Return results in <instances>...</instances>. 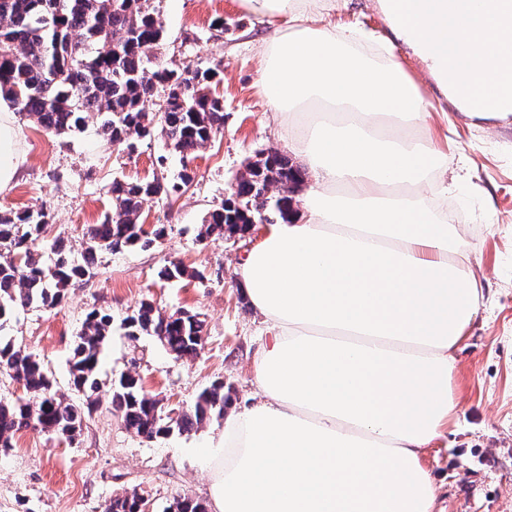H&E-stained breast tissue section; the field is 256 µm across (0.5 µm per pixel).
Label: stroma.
Segmentation results:
<instances>
[{"mask_svg": "<svg viewBox=\"0 0 512 512\" xmlns=\"http://www.w3.org/2000/svg\"><path fill=\"white\" fill-rule=\"evenodd\" d=\"M148 7L163 22L165 66L218 72L224 127L186 162L158 138L137 141L132 151L108 146L92 119L84 131L56 136L14 115L23 163L0 192V213L47 208L49 230L37 243L42 256H50L58 238L80 256L87 226L112 207L113 179L173 183L186 163L194 179L177 195L145 201L148 223L166 227L163 241L100 255L91 277L72 286L60 308L18 307L0 325V343L33 354L58 395L80 405L85 398L69 373L74 341L90 311L112 316L99 355L98 401L79 440L18 432L11 448L0 452V512H102L106 500L133 492L148 500L150 512H169L185 495L207 501L204 450L223 419L147 439L127 429L112 409L110 388L121 375L135 374L166 414L193 408L198 394L216 381L231 385L238 400L254 390L264 328L242 296L234 268L260 241L263 227L253 225L238 240L206 241L197 229L247 159L277 150L294 166L305 161L291 150L284 121L270 112L258 87L265 31L236 0H149ZM218 17L225 30L214 27ZM329 21L377 37L386 30L376 0H348ZM431 102L429 122L448 155V204L472 245L468 269L481 281L485 299L456 351L450 381L455 415L423 463L439 487L437 512H512V117L488 125L459 112L453 99L435 94ZM173 261L194 270V277L159 279V270ZM145 300L166 315H200L205 334L197 357L177 360L156 337L128 336L124 321Z\"/></svg>", "mask_w": 512, "mask_h": 512, "instance_id": "stroma-1", "label": "stroma"}]
</instances>
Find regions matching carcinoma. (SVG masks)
Listing matches in <instances>:
<instances>
[{"label": "carcinoma", "mask_w": 512, "mask_h": 512, "mask_svg": "<svg viewBox=\"0 0 512 512\" xmlns=\"http://www.w3.org/2000/svg\"><path fill=\"white\" fill-rule=\"evenodd\" d=\"M147 0H0V98L17 113L56 135L79 131L86 118L98 119L100 136L111 145H133L138 138L160 136L171 151L186 158L210 145L224 126L223 101L211 91L217 72L189 65L168 68L152 61L150 50L163 38V24ZM162 103H155L157 92ZM193 179L185 168L180 182L113 179L112 212L85 234L83 262H76L64 241L54 240L53 264H45L35 243L49 226L46 209L0 215V321L20 306L53 309L74 282L91 275L98 254L147 248L162 240L163 225L143 229V202L179 192ZM302 174L288 157L270 151L239 173L224 202L200 225L201 240L245 234L254 224H273L294 212L292 193ZM182 263L162 268L163 280L197 277ZM111 316L92 310L76 336L70 360L75 389L86 405L65 402L52 390L43 365L12 344L0 345V371L7 372L36 397L0 401V448L12 446L23 429L53 433L72 443L99 390L96 368L109 333ZM128 333H146L177 359H190L202 348L204 320L181 311L165 315L143 302L127 317ZM232 387L218 381L205 389L193 409L174 421L161 417L159 400L140 380L123 375L112 386V406L125 426L147 439L175 430L190 432L206 418L224 416ZM143 497L115 496L103 512H140Z\"/></svg>", "instance_id": "1"}]
</instances>
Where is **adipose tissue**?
Instances as JSON below:
<instances>
[{
    "mask_svg": "<svg viewBox=\"0 0 512 512\" xmlns=\"http://www.w3.org/2000/svg\"><path fill=\"white\" fill-rule=\"evenodd\" d=\"M341 0H239L267 30L259 86L288 121L310 180L298 221H277L238 268L271 332L255 394L210 440V512H435L422 465L455 412L454 352L483 298L470 245L428 196L448 157L431 101L463 89L469 117L512 116L492 92L512 63V0H414L385 10L369 51L326 18Z\"/></svg>",
    "mask_w": 512,
    "mask_h": 512,
    "instance_id": "ef3b65f1",
    "label": "adipose tissue"
}]
</instances>
